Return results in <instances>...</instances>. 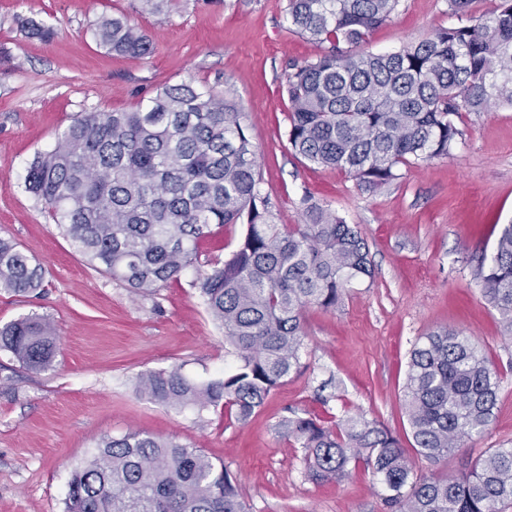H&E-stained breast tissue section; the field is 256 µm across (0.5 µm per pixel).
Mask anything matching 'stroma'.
<instances>
[{
	"instance_id": "stroma-1",
	"label": "stroma",
	"mask_w": 512,
	"mask_h": 512,
	"mask_svg": "<svg viewBox=\"0 0 512 512\" xmlns=\"http://www.w3.org/2000/svg\"><path fill=\"white\" fill-rule=\"evenodd\" d=\"M288 0H179L143 14L137 0H0V237L45 269L38 295L0 294V324L47 317L59 353L44 371L0 351V512H64L67 481L96 444L139 430L201 449L238 480L248 512H388L385 491L359 465L337 482L303 476V451L280 427L292 412L336 421L360 416L412 438L403 408L408 353L441 327L472 336L502 378L485 433L416 472L450 474L490 448H512V338L483 298L477 269L500 227L512 221V107L465 112L450 155L400 169L369 191L348 174L313 165L288 145L292 64L319 47L293 32ZM122 13L154 38L142 59L115 57L93 35L104 14ZM55 30L30 37L27 21ZM448 0H400L369 38L375 53L457 25ZM235 101L258 153L262 196L273 220L297 224L304 199L358 228L375 273L351 284L333 311L304 317V368L276 388L248 421L233 414L160 406L135 390L145 371L181 367L222 377L231 357L223 329L193 286V271L135 294L86 264L25 189L27 167L82 112L130 111L158 85L184 80Z\"/></svg>"
}]
</instances>
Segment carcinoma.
<instances>
[{
  "instance_id": "obj_1",
  "label": "carcinoma",
  "mask_w": 512,
  "mask_h": 512,
  "mask_svg": "<svg viewBox=\"0 0 512 512\" xmlns=\"http://www.w3.org/2000/svg\"><path fill=\"white\" fill-rule=\"evenodd\" d=\"M172 0H138L161 14ZM399 0H288V23L325 47L286 78L288 144L307 162L345 171L369 191L400 166L446 158L461 135L454 118L512 106V0L467 24L385 53L353 52L387 23ZM110 53L142 59L153 39L123 14L94 27ZM235 104L192 81L165 84L129 112H82L39 152L25 179L79 254L95 269L145 292L196 267L197 287L236 362L224 377L196 382L179 366L146 371L137 391L170 408H228L241 422L302 369L303 314L336 309L347 287L373 278L356 227L310 204L304 223L271 220L258 189V157ZM242 224L230 256L198 265L213 229ZM479 285L512 336V223L504 225ZM43 284L39 263L0 237V292L18 299ZM0 350L29 370L52 366L57 336L44 316L0 325ZM501 378L473 340L430 332L410 351L404 406L412 449L431 464L482 436L496 415ZM304 452L305 477L338 481L363 463L395 512H502L512 505V448H490L455 475L416 476L388 429L348 416L327 425L307 412L281 422ZM64 512H245L224 465L198 448L134 431L104 438L71 471Z\"/></svg>"
}]
</instances>
